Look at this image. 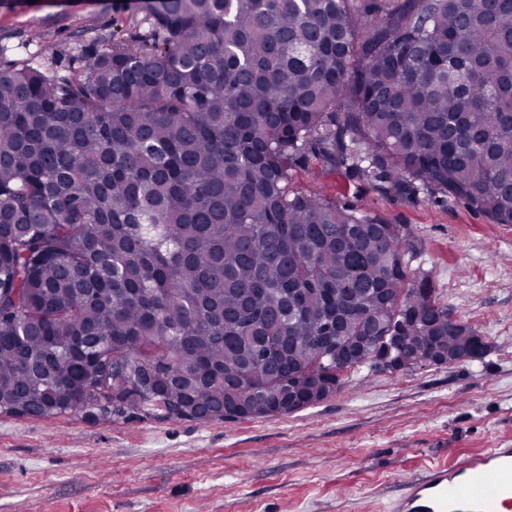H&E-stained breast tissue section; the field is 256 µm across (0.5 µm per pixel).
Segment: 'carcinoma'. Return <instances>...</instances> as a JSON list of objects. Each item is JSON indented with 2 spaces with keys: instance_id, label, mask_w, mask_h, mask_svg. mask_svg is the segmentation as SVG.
Here are the masks:
<instances>
[{
  "instance_id": "1",
  "label": "carcinoma",
  "mask_w": 512,
  "mask_h": 512,
  "mask_svg": "<svg viewBox=\"0 0 512 512\" xmlns=\"http://www.w3.org/2000/svg\"><path fill=\"white\" fill-rule=\"evenodd\" d=\"M0 69V415H272L381 352L475 361L416 245L315 160L512 224V0H161Z\"/></svg>"
}]
</instances>
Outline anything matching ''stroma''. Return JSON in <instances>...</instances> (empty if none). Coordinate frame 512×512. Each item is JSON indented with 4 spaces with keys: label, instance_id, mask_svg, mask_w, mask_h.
I'll return each mask as SVG.
<instances>
[{
    "label": "stroma",
    "instance_id": "stroma-1",
    "mask_svg": "<svg viewBox=\"0 0 512 512\" xmlns=\"http://www.w3.org/2000/svg\"><path fill=\"white\" fill-rule=\"evenodd\" d=\"M154 2L0 0V67L33 53L63 66L72 49L145 35ZM314 181L411 231L412 267L483 336L484 358L363 366L311 407L256 419L0 415V512H392L407 480L512 446V224L443 193L401 197L342 170L295 168L294 188Z\"/></svg>",
    "mask_w": 512,
    "mask_h": 512
}]
</instances>
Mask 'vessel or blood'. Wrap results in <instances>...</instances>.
I'll use <instances>...</instances> for the list:
<instances>
[{"instance_id":"b4317fda","label":"vessel or blood","mask_w":512,"mask_h":512,"mask_svg":"<svg viewBox=\"0 0 512 512\" xmlns=\"http://www.w3.org/2000/svg\"><path fill=\"white\" fill-rule=\"evenodd\" d=\"M394 512H512V448H489L411 479Z\"/></svg>"}]
</instances>
